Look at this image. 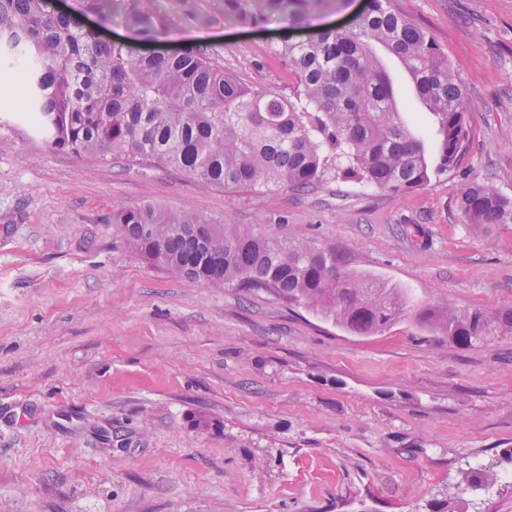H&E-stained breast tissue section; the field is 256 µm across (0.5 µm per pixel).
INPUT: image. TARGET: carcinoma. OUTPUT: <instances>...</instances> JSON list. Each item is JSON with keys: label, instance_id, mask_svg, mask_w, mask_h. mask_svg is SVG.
Segmentation results:
<instances>
[{"label": "carcinoma", "instance_id": "carcinoma-1", "mask_svg": "<svg viewBox=\"0 0 512 512\" xmlns=\"http://www.w3.org/2000/svg\"><path fill=\"white\" fill-rule=\"evenodd\" d=\"M234 16L292 15L315 0H233ZM138 40L166 34L159 15L135 14ZM400 59L438 126L436 161L402 120L376 47ZM28 67L31 119L47 145L76 157L120 156L169 167L221 188L320 184L336 174L400 193L454 171L466 151V97L448 56L391 0H370L347 32L321 31L286 43L295 96L251 87L217 65L208 48L186 44L148 54L51 9L48 0H0V49ZM459 209L472 231L512 223V200L474 183ZM123 241L148 264L212 288L265 290L355 336H374L412 307L409 294L349 271L336 253L270 238L241 224H220L191 209L151 203L113 216ZM414 321L461 347L512 335V310L489 314L453 306L421 307ZM485 471L467 472L457 490L489 487Z\"/></svg>", "mask_w": 512, "mask_h": 512}]
</instances>
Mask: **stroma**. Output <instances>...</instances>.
<instances>
[{
    "mask_svg": "<svg viewBox=\"0 0 512 512\" xmlns=\"http://www.w3.org/2000/svg\"><path fill=\"white\" fill-rule=\"evenodd\" d=\"M177 40L291 95L278 54L368 0L234 20L224 0H154ZM444 48L470 144L401 193L326 176L310 191L219 188L185 172L50 150L0 86V512H512V336L461 348L403 317L357 337L266 291L175 279L118 237L143 202L280 238L297 233L414 303L512 309V223L468 231L481 183L512 199V0H393ZM137 0H51L127 40ZM379 57L401 117L437 148L402 63ZM490 489L459 493L464 472Z\"/></svg>",
    "mask_w": 512,
    "mask_h": 512,
    "instance_id": "35a3bbf8",
    "label": "stroma"
}]
</instances>
